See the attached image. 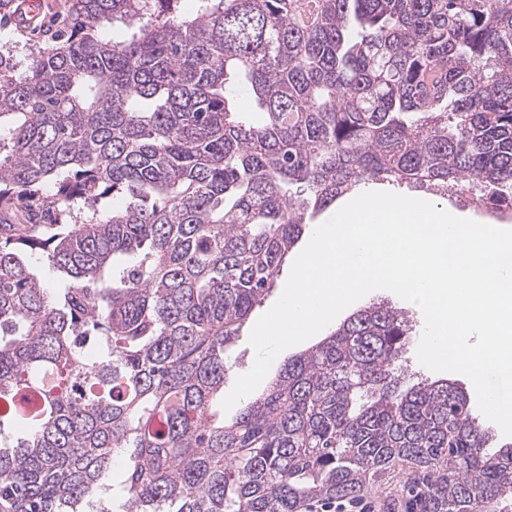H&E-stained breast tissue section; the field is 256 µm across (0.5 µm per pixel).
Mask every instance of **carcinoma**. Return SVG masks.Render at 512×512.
<instances>
[{
	"instance_id": "obj_1",
	"label": "carcinoma",
	"mask_w": 512,
	"mask_h": 512,
	"mask_svg": "<svg viewBox=\"0 0 512 512\" xmlns=\"http://www.w3.org/2000/svg\"><path fill=\"white\" fill-rule=\"evenodd\" d=\"M196 2L69 0L66 30L0 51V512H298L401 462L418 512H496L512 443L451 380L399 389L390 307L234 420L221 402L336 198L405 182L512 211V0ZM360 193H352L344 195L343 197L336 200L335 204L331 205L329 208L324 210L321 213L316 214L312 221L309 230L303 234L299 242L297 243L292 257L288 259V263L284 264L282 267V271L279 273L276 287L267 295L262 303L257 306L248 321L245 323L242 328L240 335L236 337L234 343L229 348L227 352L228 360L231 364H233V368L231 373L228 375L227 379L224 382V397L231 391L234 386V383L237 377L241 374L248 372L255 361V351L253 347L249 344V335L250 332L255 325L256 321L262 316L265 312H267L278 300L280 297L285 282L288 278L291 266L298 256V254L302 251V249L308 243L313 230L317 227V225L322 224L330 214L336 211L337 208L341 207L346 201L355 198Z\"/></svg>"
}]
</instances>
